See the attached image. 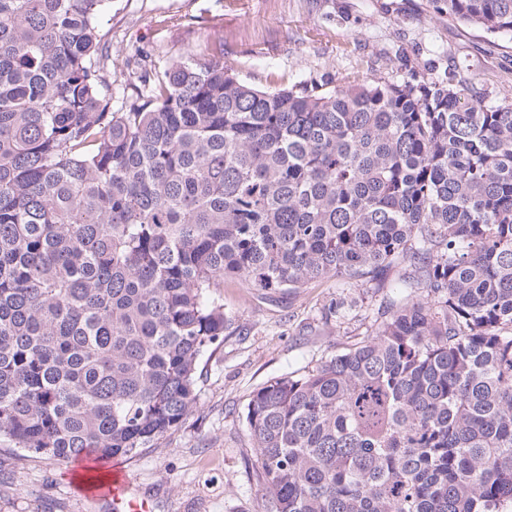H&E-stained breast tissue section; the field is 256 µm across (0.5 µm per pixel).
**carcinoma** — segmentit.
Segmentation results:
<instances>
[{"label": "carcinoma", "mask_w": 512, "mask_h": 512, "mask_svg": "<svg viewBox=\"0 0 512 512\" xmlns=\"http://www.w3.org/2000/svg\"><path fill=\"white\" fill-rule=\"evenodd\" d=\"M106 2L0 0V437L133 457L192 412L211 289L375 280V332L247 405L270 512H512V101L177 58L114 112Z\"/></svg>", "instance_id": "cac0c4a2"}]
</instances>
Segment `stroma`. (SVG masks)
<instances>
[{
	"label": "stroma",
	"mask_w": 512,
	"mask_h": 512,
	"mask_svg": "<svg viewBox=\"0 0 512 512\" xmlns=\"http://www.w3.org/2000/svg\"><path fill=\"white\" fill-rule=\"evenodd\" d=\"M99 27L116 109L137 81L130 62L138 55L161 68L217 46L225 68L260 89L302 81L319 93L448 73L488 103L512 100V39L449 19L444 0H109ZM342 293L333 277L289 292L241 279L214 289L227 328L223 345L200 361L192 413L122 460L153 512H269L244 413L267 380L304 373L370 334L390 297L367 284L354 289L357 305L344 318H326L325 306ZM111 475V460L82 475L0 438V512H110L77 488Z\"/></svg>",
	"instance_id": "stroma-1"
}]
</instances>
